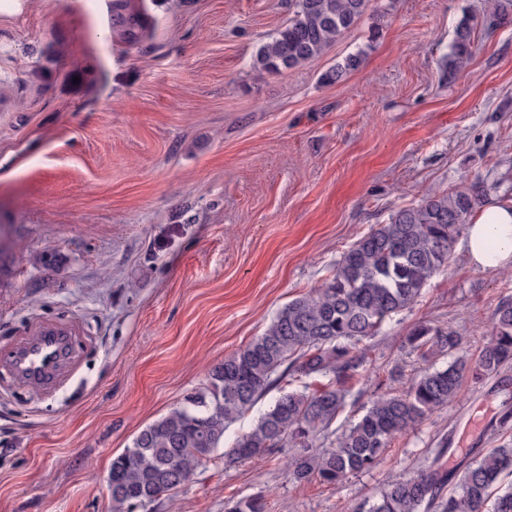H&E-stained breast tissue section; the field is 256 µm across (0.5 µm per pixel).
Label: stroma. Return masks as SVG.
<instances>
[{"instance_id":"35a3bbf8","label":"stroma","mask_w":512,"mask_h":512,"mask_svg":"<svg viewBox=\"0 0 512 512\" xmlns=\"http://www.w3.org/2000/svg\"><path fill=\"white\" fill-rule=\"evenodd\" d=\"M288 0H20L0 13V512H112L114 457L207 381L209 370L320 285L390 215L482 182L512 200V22L489 0H370L325 54L269 73L259 46ZM478 47L441 65L463 17ZM358 69L323 74L354 53ZM512 269L480 271L455 243L447 270L366 341L335 424L423 368L405 338L453 326L475 355ZM57 327L54 382L29 383L11 350ZM512 366L394 439L339 486L292 481L297 451L238 463L223 451L143 512H348L416 472L443 436L512 443L496 425Z\"/></svg>"}]
</instances>
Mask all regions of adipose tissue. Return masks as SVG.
<instances>
[{"mask_svg": "<svg viewBox=\"0 0 512 512\" xmlns=\"http://www.w3.org/2000/svg\"><path fill=\"white\" fill-rule=\"evenodd\" d=\"M465 256L470 267L492 270L512 266V200L486 203L469 220Z\"/></svg>", "mask_w": 512, "mask_h": 512, "instance_id": "adipose-tissue-1", "label": "adipose tissue"}]
</instances>
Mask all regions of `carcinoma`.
<instances>
[{"instance_id": "carcinoma-1", "label": "carcinoma", "mask_w": 512, "mask_h": 512, "mask_svg": "<svg viewBox=\"0 0 512 512\" xmlns=\"http://www.w3.org/2000/svg\"><path fill=\"white\" fill-rule=\"evenodd\" d=\"M369 0H290L292 16L263 43L254 66L267 72L292 69L324 54L362 17ZM495 20H512V0H492ZM471 19L463 18L443 65L465 67L473 54ZM360 64L352 54L323 74L339 81ZM485 197L475 181L451 192L427 194L419 204L391 214L343 252L321 285L290 301L264 332L215 365L204 387L142 429L132 445L112 459L108 475L112 512L138 508L187 485L199 464L224 447L232 423L243 417L286 376L326 377L319 389L303 384L283 392L227 450L249 459L271 448H313L346 406L349 382L366 363L364 341L378 335L393 316L409 309L452 259L455 239ZM491 334L480 353L465 351L464 337L450 325L415 324L409 347L425 359L446 357L412 377L401 394L383 393L322 453H305L290 464L291 478H313L337 486L350 474L368 472L391 442L450 405L468 376L481 380L512 364V298L501 300ZM456 454L451 439L437 458L413 475L387 483L379 496L351 512H512V445L466 453L445 470L439 458ZM452 488L445 489V486ZM225 512H266L261 497L225 505Z\"/></svg>"}]
</instances>
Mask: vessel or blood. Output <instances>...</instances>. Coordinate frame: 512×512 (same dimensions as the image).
I'll use <instances>...</instances> for the list:
<instances>
[{"label": "vessel or blood", "mask_w": 512, "mask_h": 512, "mask_svg": "<svg viewBox=\"0 0 512 512\" xmlns=\"http://www.w3.org/2000/svg\"><path fill=\"white\" fill-rule=\"evenodd\" d=\"M70 348V339L57 329L44 330L12 354L15 367L28 375L36 384L52 382L61 361Z\"/></svg>", "instance_id": "obj_1"}]
</instances>
